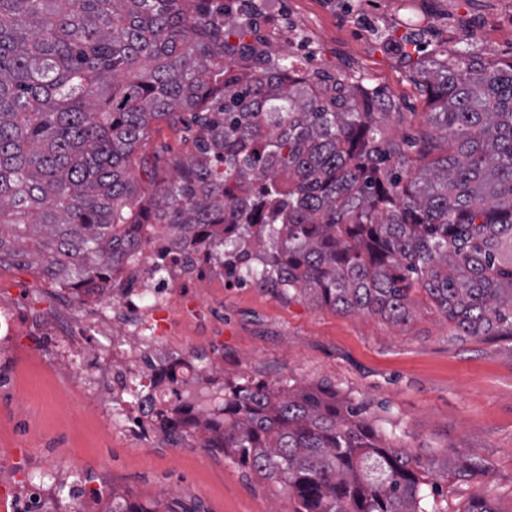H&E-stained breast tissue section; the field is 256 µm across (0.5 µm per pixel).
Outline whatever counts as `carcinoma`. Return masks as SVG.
Wrapping results in <instances>:
<instances>
[{
  "mask_svg": "<svg viewBox=\"0 0 512 512\" xmlns=\"http://www.w3.org/2000/svg\"><path fill=\"white\" fill-rule=\"evenodd\" d=\"M253 36L215 0H0V262L90 288L134 263L135 226L184 224L229 279L396 324L417 284L456 335L512 337V61L412 50L432 111L395 141L385 99L326 71L287 85L293 56ZM184 112L194 153L169 178L142 148ZM216 406L202 423L181 399L154 422L172 442L204 431L292 512H441L433 477L489 473L475 454L423 457L325 387L241 378ZM87 483L58 501L205 512Z\"/></svg>",
  "mask_w": 512,
  "mask_h": 512,
  "instance_id": "obj_1",
  "label": "carcinoma"
}]
</instances>
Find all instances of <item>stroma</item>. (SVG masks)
<instances>
[{"instance_id": "obj_1", "label": "stroma", "mask_w": 512, "mask_h": 512, "mask_svg": "<svg viewBox=\"0 0 512 512\" xmlns=\"http://www.w3.org/2000/svg\"><path fill=\"white\" fill-rule=\"evenodd\" d=\"M290 17L306 27L309 70L367 78L397 112L384 124L399 140L425 128L430 109L420 78L395 50L386 31L429 30L425 50L457 47L460 40L512 59V0H283ZM193 149L182 124H153L143 148L160 174ZM57 288L33 270L0 267V308L12 311L17 334L0 353V462L23 453L31 474L55 460L61 479L94 474L121 494L145 502L176 497L202 503L206 512H291L281 486L225 461L213 448L174 444L156 434L131 440L112 414L93 400L66 368L55 337L38 330L41 319L68 327L84 321L82 304L59 307ZM224 313L205 327L179 328L178 348L218 363L210 384L189 386L186 397L209 393L242 376L324 386L339 400L368 407L384 432L403 431L422 456L472 452L491 475L466 482L442 481L441 512H463L476 495L497 512H512V339L457 336L420 288L409 296L407 322L378 315L344 314L310 300L290 298L247 282L208 294Z\"/></svg>"}]
</instances>
